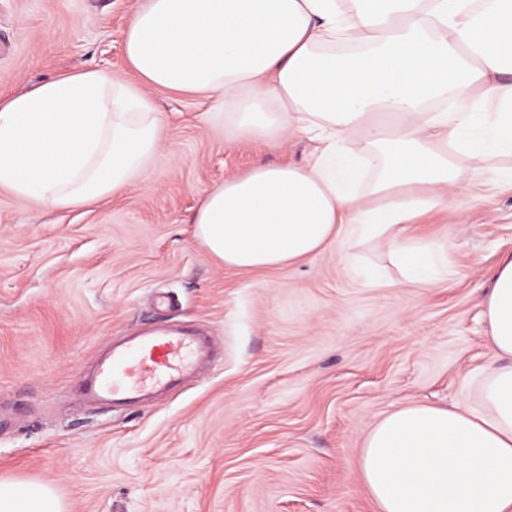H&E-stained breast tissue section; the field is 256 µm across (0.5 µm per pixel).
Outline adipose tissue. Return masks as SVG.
I'll return each instance as SVG.
<instances>
[{
    "mask_svg": "<svg viewBox=\"0 0 512 512\" xmlns=\"http://www.w3.org/2000/svg\"><path fill=\"white\" fill-rule=\"evenodd\" d=\"M351 3L144 0L123 33L134 80L86 69L0 99V188L58 209L112 197L162 156L152 90L219 92L225 136L296 133L314 151L205 194L193 222L212 257L256 271L332 247L348 264L370 243L435 285L448 248L417 235V218L462 188L465 160L512 156V0ZM448 97L452 110H427ZM482 307L491 358L463 400L405 404L364 436L358 473L375 512H512V253ZM0 512L64 507L45 483L0 477Z\"/></svg>",
    "mask_w": 512,
    "mask_h": 512,
    "instance_id": "ef3b65f1",
    "label": "adipose tissue"
}]
</instances>
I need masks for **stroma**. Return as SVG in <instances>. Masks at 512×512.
I'll use <instances>...</instances> for the list:
<instances>
[{
	"label": "stroma",
	"mask_w": 512,
	"mask_h": 512,
	"mask_svg": "<svg viewBox=\"0 0 512 512\" xmlns=\"http://www.w3.org/2000/svg\"><path fill=\"white\" fill-rule=\"evenodd\" d=\"M143 0H0V94L68 69L132 79ZM165 157L120 194L53 210L0 188V476L66 512H374L361 441L408 402L452 404L487 363L481 300L512 252V157L467 160L464 190L419 218L448 277L406 281L373 245L299 266L225 269L196 241L205 193L313 145L228 139L224 97L153 91ZM162 324L211 336L203 377L97 408L81 373L110 337Z\"/></svg>",
	"instance_id": "stroma-1"
}]
</instances>
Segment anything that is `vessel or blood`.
I'll return each instance as SVG.
<instances>
[{"label": "vessel or blood", "instance_id": "obj_1", "mask_svg": "<svg viewBox=\"0 0 512 512\" xmlns=\"http://www.w3.org/2000/svg\"><path fill=\"white\" fill-rule=\"evenodd\" d=\"M201 365V347L190 333L158 329L110 344L82 392L100 403L135 398L154 388H171Z\"/></svg>", "mask_w": 512, "mask_h": 512}]
</instances>
